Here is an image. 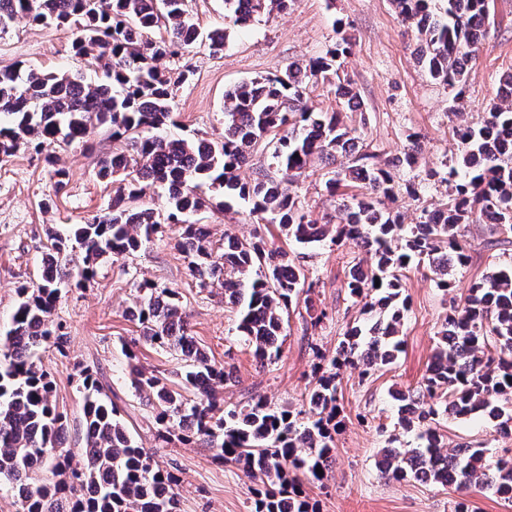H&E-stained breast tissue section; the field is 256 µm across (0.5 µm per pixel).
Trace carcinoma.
<instances>
[{
	"label": "carcinoma",
	"mask_w": 512,
	"mask_h": 512,
	"mask_svg": "<svg viewBox=\"0 0 512 512\" xmlns=\"http://www.w3.org/2000/svg\"><path fill=\"white\" fill-rule=\"evenodd\" d=\"M292 0H224L225 27L201 31L186 0H0V31L18 20L73 29L72 50L101 69L88 83L67 72L16 66L0 71V162L22 146L42 152L88 141L106 125L119 148L101 157L97 175L118 178L107 211L67 233L49 229L39 282L22 285L5 334L0 336V486L10 489L18 512H178L177 480L158 467L153 453L136 444L119 407L94 374L81 376L83 448L80 459L62 446L67 417L55 399L54 381L39 351L60 350L65 336L52 315L61 285L90 281L97 263L137 253L165 224L178 227L175 247L201 288L219 286L236 311V332L261 367L280 358L279 339L289 305L302 301L311 326L327 314L314 311L317 282L307 278L288 252L258 234L210 239L194 218L224 198L242 200L248 215L275 224L304 249L328 245L371 255L353 258L350 297L362 304V319L343 334L297 411L280 410L259 397L238 408L224 407L218 391L232 370L213 363L189 330L179 292L137 283L135 304L124 311L139 328V340L169 350L186 363L171 382L146 373L133 347L125 348L130 386L151 409L164 442H200L213 457L238 467L254 483L251 512H316L302 495L306 480L320 483L332 464L336 432L338 370L346 365L367 375L392 364L400 352V328L409 311L403 271L414 264L443 294L454 288L448 265L471 260L462 229L484 224L486 247L512 239V72L500 79L483 120L460 123L452 137L460 147L445 172L426 179L446 185V197L405 223L390 203L417 197L418 184L400 183L399 172L417 164L420 136L407 135L399 154L381 163L365 139L348 128L344 111H362L357 92L339 70L351 54L342 36L323 56L290 62L272 76L238 82L224 91V137L206 141L166 137L176 124L174 86L188 78L156 65L203 42L224 50L229 28L264 14L285 11ZM396 19L417 33V60L455 102L465 97L468 70L478 60L481 39L472 24L486 26L489 0H392ZM336 80L341 108L313 112L307 89ZM284 173H260L243 182L238 170L259 149ZM52 192L68 184V172L53 153ZM324 162L326 192L336 199L340 221L314 218L293 189L315 161ZM165 189L161 209L131 203L154 185ZM219 192L222 200L201 187ZM380 286H375V281ZM437 344L422 384L395 396L394 425L417 431L416 448H383L378 461L388 479H421L461 490L476 489L512 499V455L488 456L485 447L448 449L439 417L482 414L494 432H512V266L497 267L474 280L462 306L441 321ZM322 473H317V469Z\"/></svg>",
	"instance_id": "obj_1"
}]
</instances>
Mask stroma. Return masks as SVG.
<instances>
[{
    "label": "stroma",
    "instance_id": "1",
    "mask_svg": "<svg viewBox=\"0 0 512 512\" xmlns=\"http://www.w3.org/2000/svg\"><path fill=\"white\" fill-rule=\"evenodd\" d=\"M487 28L479 60L469 72L464 101L465 116L472 122L481 119L500 77L512 70V0H491ZM341 35L352 44L341 74L351 81L362 104L361 112L344 113L346 123L363 126L367 143L384 159L402 151L409 132L421 133L417 173L437 167L442 160H455L458 150L451 130L458 118L451 96L418 64L417 37L398 25L391 0H294L287 11L231 30L221 54L192 49L178 63L190 75L174 94L176 133L220 138L226 88L279 73L288 62L323 55ZM72 38L67 28L14 24L0 33V69L21 64L93 75V66L72 52ZM112 148L108 132L100 128L88 145L59 151V164L68 170L69 184L57 196L52 193L51 169L43 155L23 148L0 163V333L17 303L18 287L39 278L46 227L63 230L82 224L109 206L114 186L98 177L97 160ZM49 194L54 204L42 208L41 201ZM203 222L216 240L227 233L240 237L259 233L273 247L291 254L296 251L275 225L256 224L236 203L205 214ZM176 234L175 228L165 227L134 256L102 260L86 287H62L54 318L61 321L67 344L61 353L45 350L43 364L55 379L57 403L67 414L66 447L77 452L83 446L78 372L87 368L121 408L138 445L151 449L158 466L178 478L179 512H250L252 483L241 470L215 462L210 449L199 443L167 444L156 439L150 410L130 387L123 347L137 343L139 365L173 381L182 363L164 350L138 344L139 330L126 320L124 311L136 299L138 282L148 280L178 290L197 345L213 362L234 370L223 389L225 406H241L261 396L279 408L296 407L313 384L316 351L334 352L346 325L359 316L347 288L349 256L346 249L326 246L305 256V273L318 280L317 305L328 318L314 329L306 315L290 308L281 357L262 368L252 349L237 336L235 314L225 305L223 290L199 287L191 276L173 247ZM465 235L471 261L452 271L455 288L449 294H442L424 270L406 272L403 284L409 311L396 362L367 378L349 367L342 370L337 398L345 429L336 438L332 467L323 485L305 487L318 502L319 512H454L464 499L473 512H512V500L475 490L464 492L452 485L441 488L415 480H389L378 468L380 451L390 438H397L402 448L417 444L414 434L393 427L392 391L413 390L421 384L439 324L452 304L462 303L470 282L482 277L492 263L512 262V249H484L483 225H469ZM440 431L450 447L480 443L488 453L499 455L512 448V433L494 435L481 416L448 418Z\"/></svg>",
    "mask_w": 512,
    "mask_h": 512
}]
</instances>
